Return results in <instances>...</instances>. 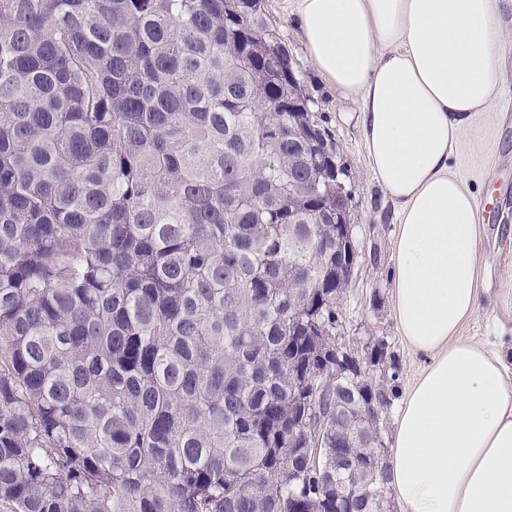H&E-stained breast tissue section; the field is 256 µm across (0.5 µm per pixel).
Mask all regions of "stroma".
<instances>
[{
    "instance_id": "35a3bbf8",
    "label": "stroma",
    "mask_w": 512,
    "mask_h": 512,
    "mask_svg": "<svg viewBox=\"0 0 512 512\" xmlns=\"http://www.w3.org/2000/svg\"><path fill=\"white\" fill-rule=\"evenodd\" d=\"M268 23L286 46L294 72L313 100L315 119L348 174L350 222L361 246L352 282L337 305L340 333L364 347L379 337L388 344L374 381L394 380L398 392L426 364L402 340L392 306V269L396 224L394 206L371 171L361 138L356 101L340 95L315 68L302 36L293 0H264ZM502 82L496 106L478 115L476 131L465 132L456 168L477 197L479 298L464 325L463 338L494 345L512 338V7L501 11Z\"/></svg>"
}]
</instances>
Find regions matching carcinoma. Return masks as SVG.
<instances>
[{
	"label": "carcinoma",
	"mask_w": 512,
	"mask_h": 512,
	"mask_svg": "<svg viewBox=\"0 0 512 512\" xmlns=\"http://www.w3.org/2000/svg\"><path fill=\"white\" fill-rule=\"evenodd\" d=\"M311 104L262 0H0L15 512H389Z\"/></svg>",
	"instance_id": "carcinoma-1"
}]
</instances>
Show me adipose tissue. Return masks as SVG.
<instances>
[{
  "label": "adipose tissue",
  "instance_id": "1",
  "mask_svg": "<svg viewBox=\"0 0 512 512\" xmlns=\"http://www.w3.org/2000/svg\"><path fill=\"white\" fill-rule=\"evenodd\" d=\"M320 74L360 105L396 205L394 317L427 364L404 394L388 472L404 512H512V374L461 338L478 299L476 199L451 160L500 95L503 0H295Z\"/></svg>",
  "mask_w": 512,
  "mask_h": 512
}]
</instances>
